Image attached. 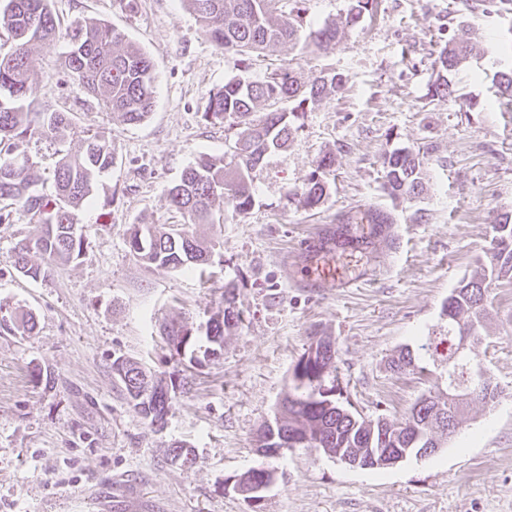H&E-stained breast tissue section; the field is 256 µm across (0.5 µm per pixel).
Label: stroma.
I'll use <instances>...</instances> for the list:
<instances>
[{
  "label": "stroma",
  "mask_w": 512,
  "mask_h": 512,
  "mask_svg": "<svg viewBox=\"0 0 512 512\" xmlns=\"http://www.w3.org/2000/svg\"><path fill=\"white\" fill-rule=\"evenodd\" d=\"M61 28L94 18L152 59L154 107L128 125L100 97L63 75L66 47L32 60L41 103L69 113L65 149L96 134L116 162L78 211L85 254L33 281L15 248L35 224L20 208L0 223V512H252L226 479L257 465L273 470L261 512H512V282L494 288L487 331L471 355L503 390L474 404L440 450L387 468L359 469L313 448L256 452L292 370L313 335L332 337L336 397L367 421L402 418L424 395L447 391L446 367L422 349L448 331L443 306L492 247L491 227L512 209V112L496 106L495 71L512 64V0H380L377 14L345 29L317 56L277 47L302 80L322 70L347 76L341 94L309 106L288 147L251 173L247 214L195 230L216 244L204 273L138 259L133 225L178 224L167 190L202 153L223 154L226 130L203 113L237 73L235 56L205 34L182 0H52ZM486 39L490 53L456 76L468 107L427 96L432 52L448 38ZM424 157L420 196L383 190V151ZM336 163L314 209L300 194L317 160ZM380 209L390 224L363 228ZM368 277L349 292L312 286L314 259ZM235 283L244 322L211 349L198 333ZM29 313L33 331L15 316ZM177 320L196 329L195 360L175 355L163 333ZM410 350L417 370L389 363ZM123 356L171 379L164 428L145 423L112 362ZM193 450L189 465L169 449Z\"/></svg>",
  "instance_id": "obj_1"
}]
</instances>
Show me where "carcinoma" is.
Returning <instances> with one entry per match:
<instances>
[{"label":"carcinoma","instance_id":"carcinoma-1","mask_svg":"<svg viewBox=\"0 0 512 512\" xmlns=\"http://www.w3.org/2000/svg\"><path fill=\"white\" fill-rule=\"evenodd\" d=\"M196 16L203 31L221 48L241 55L243 74L234 76L210 94L203 118L225 123L234 131L224 156L198 155L167 193L170 207L183 218L181 224L159 227L135 224L131 228V251L145 263L161 268L195 270L209 263V246L192 231L196 224L216 223V208L235 215L251 207V172L266 154L284 148L298 131L293 119L314 105L329 91L343 92L346 77L321 70L312 80L297 77L293 63L266 65L264 75L252 80L244 73L253 62L268 56L283 44L303 41L308 53L317 55L336 43L346 27L356 26L373 15L378 0H347L348 6L335 21L321 24L307 21V0H288L283 14L282 0H183ZM0 29L8 34L10 47L0 51V201L19 206L39 224L36 234L18 244L15 266L37 281L52 275L55 268L79 258L86 240L77 233L75 211L90 204L94 180L112 169L115 149L105 136H93L72 153L58 151L54 168V194L48 199L33 188L35 162L25 145L33 139L62 142L71 126L69 113L39 104L32 80V58L61 40L68 43L65 72L87 94L101 95L105 105L124 123L142 122L154 106L155 72L150 57L126 40L114 27L96 19L76 22L61 31L49 0H7L0 10ZM481 51L477 39H449L433 60L437 72L429 89L430 98L456 100L452 75L475 53ZM500 105H512V68L495 73ZM384 189L392 197H416L424 190V161L420 152L397 148L382 154ZM334 158L325 155L302 193L307 208L320 205L328 190L327 175ZM493 248L480 273L462 279L448 295L443 312L448 316V339L443 360L448 363L450 385L444 401L429 395L420 398L400 420L381 418L372 424L357 418L336 399V385L322 393L317 368L334 366L336 350L327 348L318 366L297 362L292 378L303 373V385L291 383L274 421L258 435L257 448H270L268 439L282 433L310 431L315 443L331 456L363 448H404L416 432L427 431V420L442 416L447 424H459L467 408L475 402L496 399L500 387L488 376L479 385L470 384L472 358L459 350L461 339L479 340L487 316V299L497 284L512 280V210L502 214L493 226ZM235 285L224 289V308L210 319L206 336L222 345L224 333L243 322V313L234 306ZM165 335L182 356L192 347L189 329L173 321ZM415 368L411 351L390 361L395 372ZM112 371L125 386L127 398L140 417L154 427L169 412L170 402L158 396L164 380L146 372L136 362L122 356L112 361Z\"/></svg>","mask_w":512,"mask_h":512}]
</instances>
